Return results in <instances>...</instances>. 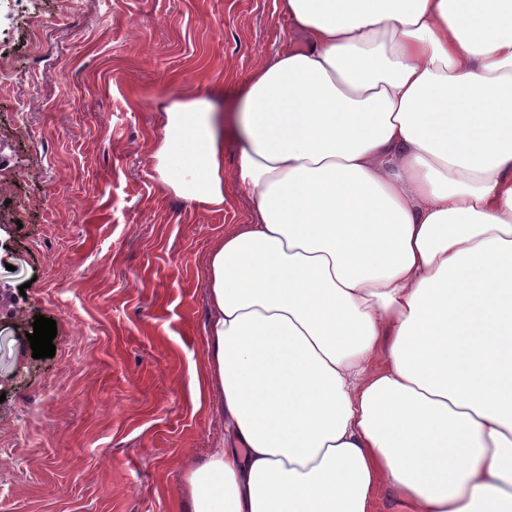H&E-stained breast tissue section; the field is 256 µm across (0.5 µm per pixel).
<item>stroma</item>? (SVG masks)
Listing matches in <instances>:
<instances>
[{
    "label": "stroma",
    "mask_w": 512,
    "mask_h": 512,
    "mask_svg": "<svg viewBox=\"0 0 512 512\" xmlns=\"http://www.w3.org/2000/svg\"><path fill=\"white\" fill-rule=\"evenodd\" d=\"M279 0H0V512H179L223 434L188 376L205 355L204 258L252 201L163 191V114L203 96L239 157L242 90L299 41ZM55 320L54 357L18 338Z\"/></svg>",
    "instance_id": "stroma-1"
}]
</instances>
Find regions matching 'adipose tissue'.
<instances>
[{"mask_svg":"<svg viewBox=\"0 0 512 512\" xmlns=\"http://www.w3.org/2000/svg\"><path fill=\"white\" fill-rule=\"evenodd\" d=\"M302 43L244 89L239 162L200 97L165 191L254 211L208 253L224 434L181 512H512V0H282Z\"/></svg>","mask_w":512,"mask_h":512,"instance_id":"obj_1","label":"adipose tissue"}]
</instances>
